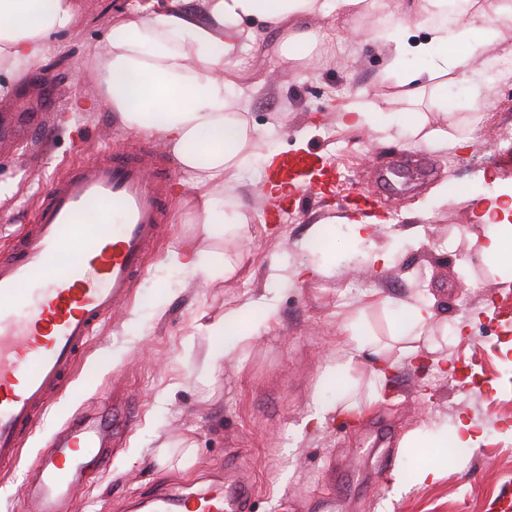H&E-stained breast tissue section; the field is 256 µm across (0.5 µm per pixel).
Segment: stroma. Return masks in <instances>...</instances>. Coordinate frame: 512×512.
<instances>
[{
  "mask_svg": "<svg viewBox=\"0 0 512 512\" xmlns=\"http://www.w3.org/2000/svg\"><path fill=\"white\" fill-rule=\"evenodd\" d=\"M128 0H82L75 32L61 35V49L33 69L25 87L0 101V182L18 190L0 200V257L12 250L30 223L55 171L88 153L109 154L144 145L145 137L123 131L107 107L76 112L72 127L59 122L76 97L95 96L77 67L126 12ZM383 56L375 43H360L347 31L335 40L315 36L301 67L284 61L282 39L268 32L240 56L231 73L239 86L269 79L253 98L246 118L269 129L268 148L280 154L319 152L336 166L337 194L283 222H253L239 242L207 238L176 196L159 247L148 259L133 296L120 315L104 323L80 371L38 423L15 471L28 469L39 448L66 421L100 416L123 394L128 434L122 447L85 460V478L72 491L69 512H151L156 497L216 493L238 483L253 489L252 512H488L489 503L512 484V324L488 318L489 293L503 291L498 268L487 265L481 245L489 230L474 215L498 182L512 179V79L501 78L483 112H452L449 131L477 126L482 141L453 153L447 144L429 147L398 135L384 140L370 128H354L336 117L340 97L364 91L398 111L389 89L375 76ZM456 164H449L451 156ZM426 157L434 176L402 195L394 210L372 182L374 170L400 158ZM451 183L468 184L469 201L446 197ZM368 190V204L353 201ZM344 215H369L370 237H353ZM332 219L340 252L322 262L303 251L308 227ZM200 252L203 276L192 278L164 262L179 238ZM385 253L379 269L367 255ZM278 257L273 273L270 257ZM241 259L229 278L217 275L221 259ZM314 267L307 280L290 278L293 268ZM267 296L259 308L269 324L244 351L222 361L214 376L201 368L209 351V325L248 296ZM163 302L167 311L155 318ZM429 302L444 319L431 328L448 366L437 369L429 352L397 355L384 382L361 358L345 377L352 407H337L322 428L308 418L316 400L333 396L326 378L334 363L356 345L346 331L356 321L363 334L390 343L399 305ZM465 322L463 334L447 324ZM476 364L482 388H457L454 369ZM473 423L472 451L454 454L409 447L413 436L431 441L457 420ZM393 453L402 489L392 474L379 475L385 453ZM441 460L437 479L420 481L424 460Z\"/></svg>",
  "mask_w": 512,
  "mask_h": 512,
  "instance_id": "stroma-1",
  "label": "stroma"
}]
</instances>
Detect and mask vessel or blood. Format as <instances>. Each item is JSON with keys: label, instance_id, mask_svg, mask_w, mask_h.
I'll return each instance as SVG.
<instances>
[{"label": "vessel or blood", "instance_id": "1", "mask_svg": "<svg viewBox=\"0 0 512 512\" xmlns=\"http://www.w3.org/2000/svg\"><path fill=\"white\" fill-rule=\"evenodd\" d=\"M334 168L317 154L283 157L270 182L289 191L284 206L329 187ZM172 180L161 153L141 146L94 155L50 182L19 247L0 259V461H19L24 440L71 382L96 329L132 297L158 243ZM121 424L77 420L42 452L27 477V512H62L86 454L117 437ZM238 497L180 499V512H249Z\"/></svg>", "mask_w": 512, "mask_h": 512}]
</instances>
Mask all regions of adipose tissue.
Listing matches in <instances>:
<instances>
[{
	"instance_id": "ef3b65f1",
	"label": "adipose tissue",
	"mask_w": 512,
	"mask_h": 512,
	"mask_svg": "<svg viewBox=\"0 0 512 512\" xmlns=\"http://www.w3.org/2000/svg\"><path fill=\"white\" fill-rule=\"evenodd\" d=\"M80 12V0H0V100L12 98L31 69L58 51L59 36L74 32ZM337 17L372 22L365 37L381 46L384 59L377 78L399 88L411 138L424 145L440 138L454 147L473 144L472 135L427 127L418 105L425 97L443 114L451 108L481 111L490 76L479 61L493 48L512 55L506 37L512 0H488L484 6L475 0H136L79 71L96 87V99L72 109L91 112L106 105L121 129L159 141L192 177L187 194L205 236L243 239L251 217L236 193V177L257 157L269 162L273 156L259 154L265 134L245 118L258 87L233 88L225 74L267 30L283 32L284 60H304L309 26L329 27ZM414 27L426 28L423 41H409ZM411 57L420 66H408ZM452 83L465 86L466 96L449 100ZM381 110L363 91L336 107L348 124L384 133ZM477 219L490 227L484 259L503 264L512 244V183L485 197ZM254 307V301H244L210 325L205 371L258 336ZM437 319L431 305L409 306L393 344L416 352Z\"/></svg>"
}]
</instances>
